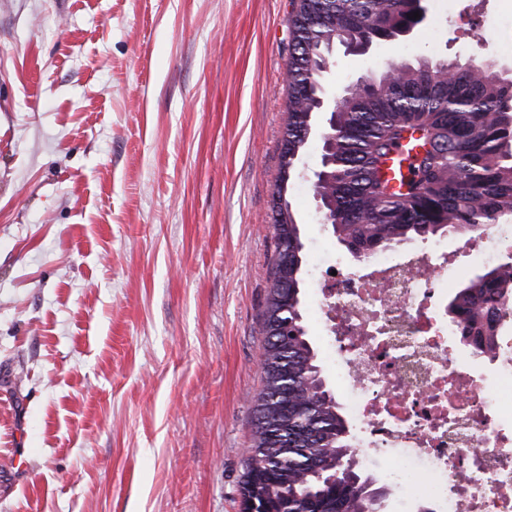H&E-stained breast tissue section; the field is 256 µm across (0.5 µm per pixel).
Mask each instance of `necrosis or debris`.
<instances>
[{
    "instance_id": "obj_1",
    "label": "necrosis or debris",
    "mask_w": 512,
    "mask_h": 512,
    "mask_svg": "<svg viewBox=\"0 0 512 512\" xmlns=\"http://www.w3.org/2000/svg\"><path fill=\"white\" fill-rule=\"evenodd\" d=\"M511 252L512 225L493 224L469 263ZM440 258L434 247L379 251L358 275L327 256L335 277L313 316L358 428L361 470L385 468L393 485L420 486L446 512H512V325L499 323L493 357L461 348L447 306L464 273L435 277Z\"/></svg>"
}]
</instances>
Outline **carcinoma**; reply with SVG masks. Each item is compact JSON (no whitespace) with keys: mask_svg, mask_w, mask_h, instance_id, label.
Instances as JSON below:
<instances>
[{"mask_svg":"<svg viewBox=\"0 0 512 512\" xmlns=\"http://www.w3.org/2000/svg\"><path fill=\"white\" fill-rule=\"evenodd\" d=\"M422 0H295L288 58V149L274 192V256L262 312L261 388L242 475V512H379L384 495L354 458L349 426L307 338L303 244L287 175L320 110L336 43L392 37L420 23ZM377 92L358 83L336 102V137L313 191L336 197L325 220L352 255L455 235L474 239L512 214V80L494 68L393 63ZM512 297V261L488 267L448 301L461 336L494 351Z\"/></svg>","mask_w":512,"mask_h":512,"instance_id":"1","label":"carcinoma"}]
</instances>
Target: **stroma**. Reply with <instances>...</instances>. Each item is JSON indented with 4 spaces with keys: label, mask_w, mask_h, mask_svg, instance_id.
Segmentation results:
<instances>
[{
    "label": "stroma",
    "mask_w": 512,
    "mask_h": 512,
    "mask_svg": "<svg viewBox=\"0 0 512 512\" xmlns=\"http://www.w3.org/2000/svg\"><path fill=\"white\" fill-rule=\"evenodd\" d=\"M468 0L363 53L325 97L393 62L496 60ZM292 0H0V512H241L287 122ZM286 197L302 299L342 246L310 178Z\"/></svg>",
    "instance_id": "obj_1"
}]
</instances>
